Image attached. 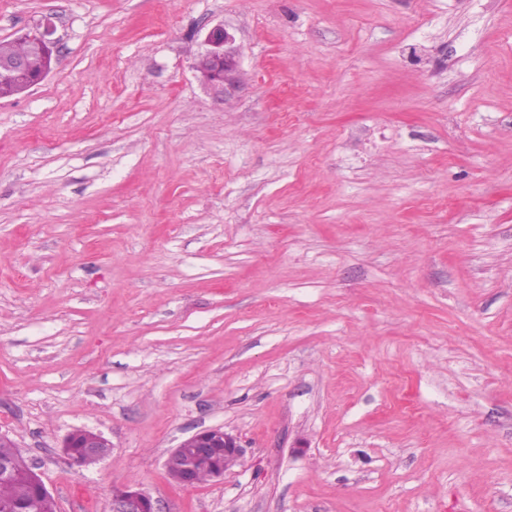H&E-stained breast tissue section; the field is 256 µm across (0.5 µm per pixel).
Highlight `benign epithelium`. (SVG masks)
Instances as JSON below:
<instances>
[{
    "label": "benign epithelium",
    "instance_id": "obj_1",
    "mask_svg": "<svg viewBox=\"0 0 512 512\" xmlns=\"http://www.w3.org/2000/svg\"><path fill=\"white\" fill-rule=\"evenodd\" d=\"M54 26L50 21L36 24L18 35V39L30 42L49 58V66L25 84L29 90L45 81L53 72L58 60V44L54 38ZM191 68L199 81L214 94L226 99L245 82L240 67V47L234 34L222 24L209 29L201 50L193 57ZM244 463V449L236 436L224 428L200 431L173 449L165 460V468L171 479L181 486L196 484L198 469L211 471V478L220 479L224 473ZM111 512H162L159 503L139 487L128 485L112 492Z\"/></svg>",
    "mask_w": 512,
    "mask_h": 512
}]
</instances>
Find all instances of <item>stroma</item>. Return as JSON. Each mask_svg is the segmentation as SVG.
<instances>
[{"label": "stroma", "instance_id": "1", "mask_svg": "<svg viewBox=\"0 0 512 512\" xmlns=\"http://www.w3.org/2000/svg\"><path fill=\"white\" fill-rule=\"evenodd\" d=\"M46 19L0 99V431L59 512H512V0H0V40ZM214 427L243 465L173 483ZM55 33L54 26L50 21H43L36 24L31 30L25 31L16 38L30 42L44 53L49 58V66L45 70V58L43 54L36 48H32L27 52V71L26 74L36 76H30L28 82L25 84L23 90L27 91L34 86L39 85L45 81L49 75L53 72L55 65L58 60V44L57 40L53 37ZM239 59L240 47L234 34L218 24L207 31L191 68L204 87L226 102L245 82ZM81 431L82 429L73 431L72 446L71 448H67V450L72 457L76 458L80 462V467H85L95 464L99 460V456L107 455L109 448H111V444L105 437H103V435L90 431L93 434V438L83 446L84 448H81L84 442V437L79 434ZM102 446H107L108 448H102L99 455L89 456L85 453L86 448L88 454H97L98 448H101ZM111 512H163L158 501L139 487H117L112 492Z\"/></svg>", "mask_w": 512, "mask_h": 512}]
</instances>
